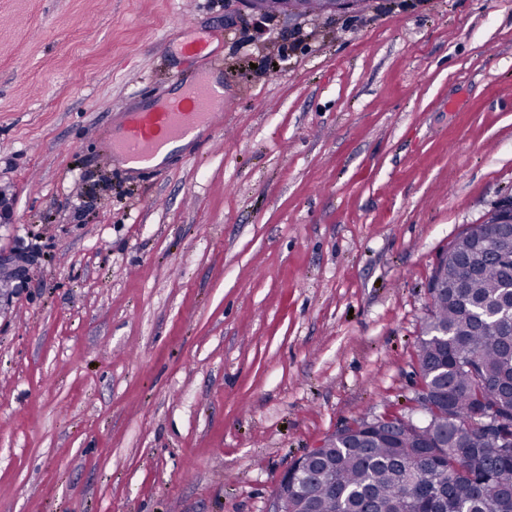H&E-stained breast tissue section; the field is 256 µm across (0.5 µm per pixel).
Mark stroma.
I'll return each instance as SVG.
<instances>
[{
  "mask_svg": "<svg viewBox=\"0 0 512 512\" xmlns=\"http://www.w3.org/2000/svg\"><path fill=\"white\" fill-rule=\"evenodd\" d=\"M209 71L222 128L114 159L117 113ZM0 187V512H267L418 413L436 259L512 201V0H0ZM252 13L288 14L291 17L305 16L307 11L306 0H238Z\"/></svg>",
  "mask_w": 512,
  "mask_h": 512,
  "instance_id": "stroma-1",
  "label": "stroma"
}]
</instances>
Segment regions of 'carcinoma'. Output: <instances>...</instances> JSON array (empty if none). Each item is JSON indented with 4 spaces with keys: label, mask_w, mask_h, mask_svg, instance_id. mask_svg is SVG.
Returning <instances> with one entry per match:
<instances>
[{
    "label": "carcinoma",
    "mask_w": 512,
    "mask_h": 512,
    "mask_svg": "<svg viewBox=\"0 0 512 512\" xmlns=\"http://www.w3.org/2000/svg\"><path fill=\"white\" fill-rule=\"evenodd\" d=\"M482 224L456 238L448 288L431 296L418 339L429 422L324 445L328 484L300 475L288 512H512V313L501 311L512 265L474 267ZM447 396L432 409L424 392Z\"/></svg>",
    "instance_id": "cac0c4a2"
}]
</instances>
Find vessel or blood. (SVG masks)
<instances>
[{
    "label": "vessel or blood",
    "mask_w": 512,
    "mask_h": 512,
    "mask_svg": "<svg viewBox=\"0 0 512 512\" xmlns=\"http://www.w3.org/2000/svg\"><path fill=\"white\" fill-rule=\"evenodd\" d=\"M224 112V94L200 81L189 96L165 99L145 112H125L111 136L112 152L133 165L152 171L155 158L171 143L214 129Z\"/></svg>",
    "instance_id": "vessel-or-blood-1"
}]
</instances>
